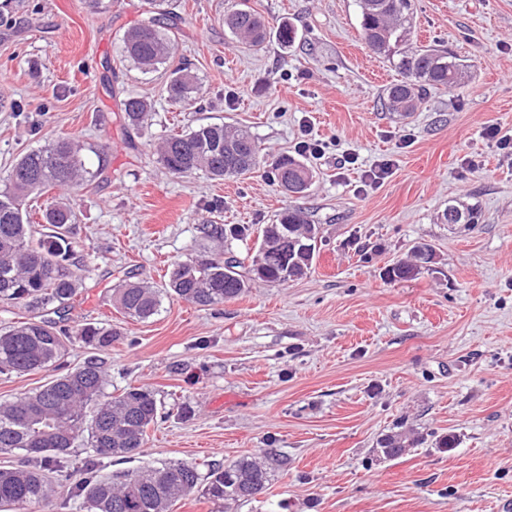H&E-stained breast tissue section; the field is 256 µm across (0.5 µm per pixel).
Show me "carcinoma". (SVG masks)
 Segmentation results:
<instances>
[{
    "label": "carcinoma",
    "mask_w": 512,
    "mask_h": 512,
    "mask_svg": "<svg viewBox=\"0 0 512 512\" xmlns=\"http://www.w3.org/2000/svg\"><path fill=\"white\" fill-rule=\"evenodd\" d=\"M360 27L369 51L399 56L401 79L385 89L392 112L409 116L419 111L434 89L454 87L465 79L464 60L437 46L400 50L410 29V0H360ZM165 0H144V18L123 39V57L146 70L166 64L174 51L170 35L181 17L164 9ZM224 24L239 40L262 47L270 37L283 46L295 43L298 33L283 22L275 30L241 0L224 16ZM170 101L191 105L202 94L197 78L185 68L169 74ZM130 125L139 127L152 104L130 96L123 103ZM85 145L76 136L59 138L25 153L0 185V302L21 305L28 317L0 329V374H26L55 367L66 343L78 339L107 348L117 332L96 323L65 326L69 303L81 287L88 265L76 260V224L72 199H53L43 212L44 224L31 222L26 200L47 187L75 191L97 176L86 166ZM160 163L169 173L184 177L202 173L215 180L238 178L259 167V147L252 134L222 122L199 124L163 139L157 146ZM277 183L301 179L312 186L313 170L292 157L274 164ZM249 231L244 225L201 224L205 241L219 249L195 260L189 256L173 265L166 293L199 306H215L244 293L251 281L286 283L311 269L319 227L300 208L288 206L261 230L257 254L243 273V261L233 257V270L224 273V240ZM288 233V263H283L279 234ZM436 254L394 263L398 280H411L434 263ZM122 314L144 321L158 314L162 293L147 283L124 282L117 288ZM107 374L89 360L16 400L0 404V452H23L24 460L0 468V508L6 512H50L55 482L47 472L86 440L90 454L76 475L72 497L84 512H171L179 500L194 493L226 504L246 502L262 494L273 473L286 461L268 452L242 456L202 474L193 462L143 465L135 470L97 474L100 458L130 459L142 454L147 431L157 421L158 402L152 390L129 386L117 395L105 392ZM416 432H391L377 441L376 453L396 459L420 445Z\"/></svg>",
    "instance_id": "cac0c4a2"
}]
</instances>
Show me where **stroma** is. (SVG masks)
<instances>
[{"label":"stroma","instance_id":"stroma-1","mask_svg":"<svg viewBox=\"0 0 512 512\" xmlns=\"http://www.w3.org/2000/svg\"><path fill=\"white\" fill-rule=\"evenodd\" d=\"M233 0H172L182 18L171 66L202 84L196 107L170 102L163 72L124 61L141 0H0V179L26 151L79 135L92 186L77 190V252L90 271L69 325L104 323L111 347L69 345L66 369L94 359L109 393L151 389L161 403L134 466L225 463L274 449L288 460L267 491L233 506L195 494L173 512H503L512 506V158L488 128L512 135V0H411V39L470 66L408 117L387 111L399 74L373 55L358 0H249L290 23L293 46L260 50L224 27ZM154 106L141 127L121 102ZM247 127L260 147L248 176L175 177L164 138L201 123ZM322 151L301 156L302 136ZM355 163H346L347 155ZM284 156L314 171L289 199L271 174ZM388 165L384 179L367 173ZM474 224H442L448 204ZM321 228L304 278L253 282L200 307L163 298L137 322L113 304L123 281L157 287L168 265L200 254L198 227L247 225L227 247L250 258L286 205ZM426 243L431 271L392 282L385 268ZM413 429L423 442L379 459L378 440ZM455 435L456 447L437 442Z\"/></svg>","mask_w":512,"mask_h":512}]
</instances>
